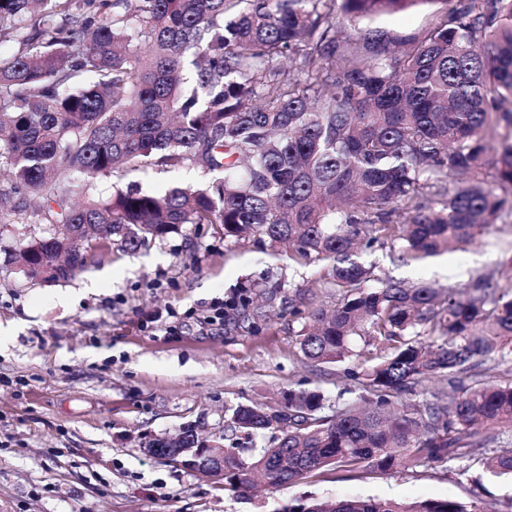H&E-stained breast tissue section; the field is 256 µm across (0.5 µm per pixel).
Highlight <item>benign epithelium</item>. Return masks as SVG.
<instances>
[{"mask_svg": "<svg viewBox=\"0 0 512 512\" xmlns=\"http://www.w3.org/2000/svg\"><path fill=\"white\" fill-rule=\"evenodd\" d=\"M196 431L197 427L190 425L182 438L171 435L154 436L145 442L143 451L151 457L182 466L203 478L224 476L223 444L215 441L194 444L192 435Z\"/></svg>", "mask_w": 512, "mask_h": 512, "instance_id": "benign-epithelium-1", "label": "benign epithelium"}]
</instances>
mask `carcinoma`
Instances as JSON below:
<instances>
[{"instance_id":"1","label":"carcinoma","mask_w":512,"mask_h":512,"mask_svg":"<svg viewBox=\"0 0 512 512\" xmlns=\"http://www.w3.org/2000/svg\"><path fill=\"white\" fill-rule=\"evenodd\" d=\"M447 0H0V168L29 213L61 227L8 253L30 279L74 278L104 249L137 250L185 224L323 262L303 359L349 360L361 394L320 389L227 409L224 486L275 492L327 468L475 463L512 475V241L462 289L412 285L360 260L460 250L512 229V0H459L402 39L371 23ZM200 166L201 186H131L73 201L75 177ZM249 288L224 313L256 328ZM376 350H370V347ZM476 376L472 385L465 377ZM448 389L402 403L420 382ZM271 434V444L253 447ZM273 512H480L452 500L298 498Z\"/></svg>"}]
</instances>
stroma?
<instances>
[{"label":"stroma","instance_id":"stroma-1","mask_svg":"<svg viewBox=\"0 0 512 512\" xmlns=\"http://www.w3.org/2000/svg\"><path fill=\"white\" fill-rule=\"evenodd\" d=\"M206 180L197 167L123 170L77 197ZM497 238L493 231L467 251L422 262L394 265L381 250L365 259L408 282L461 287L496 266ZM269 272L280 287L258 330L217 317L233 288ZM323 272L322 264L297 269L287 254L226 237L218 224L184 225L135 252L103 251L65 282L23 278L0 259V512H273L305 495L449 499L512 512V478L479 464L464 473L451 463L330 470L246 500L221 479L143 452L149 438L186 424L223 434L226 410L237 404H273L291 388L355 389L346 364L315 365L297 352L313 309L336 303L335 289H310Z\"/></svg>","mask_w":512,"mask_h":512}]
</instances>
